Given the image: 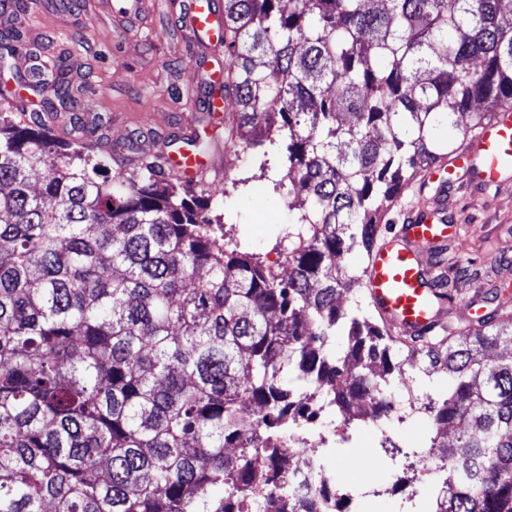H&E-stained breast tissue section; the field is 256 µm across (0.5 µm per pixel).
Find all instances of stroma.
<instances>
[{
    "mask_svg": "<svg viewBox=\"0 0 512 512\" xmlns=\"http://www.w3.org/2000/svg\"><path fill=\"white\" fill-rule=\"evenodd\" d=\"M140 19L130 20L119 11L120 0H20L16 10L0 18V99L26 90L29 110L39 112L52 88H25L27 73L19 57L7 53V37L21 33L30 50L49 48L68 74L75 98L95 103L93 115L61 110V126L54 132L68 139V127L95 130L98 138L122 145L129 160L182 147L180 127L187 117L197 120L200 140L222 146L223 165L245 183L228 193L220 179L210 180L214 198L230 195L231 209L224 222L234 238L268 262L278 259L273 246L287 227L289 212L260 179V156L238 155L224 144V130L209 124L206 113L196 111L190 98L199 80V52L174 20L183 0H142ZM445 203L453 237L439 251L440 262L432 273L449 272L454 264L465 270L456 280L455 299L448 308L452 321L473 319L491 312L505 295H512V179L476 188L462 178L447 199H440L436 182L418 178L380 221L381 230L395 229L403 209ZM434 434L428 417L406 425L396 420L360 423L348 445L325 448L320 463L326 476L343 484L354 480L361 451L370 436L387 435L413 448L429 446ZM373 485L385 488L381 497H359L358 507L376 512H397L408 500L425 501L438 483L406 469L402 462L380 458L375 463Z\"/></svg>",
    "mask_w": 512,
    "mask_h": 512,
    "instance_id": "35a3bbf8",
    "label": "stroma"
}]
</instances>
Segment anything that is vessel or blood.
Returning a JSON list of instances; mask_svg holds the SVG:
<instances>
[{"instance_id": "b4317fda", "label": "vessel or blood", "mask_w": 512, "mask_h": 512, "mask_svg": "<svg viewBox=\"0 0 512 512\" xmlns=\"http://www.w3.org/2000/svg\"><path fill=\"white\" fill-rule=\"evenodd\" d=\"M175 23L202 47L224 42L214 0H184ZM164 163L174 176L185 180L202 178L219 167L217 157L204 160L183 150L165 157ZM461 172L474 175L484 187L512 177V113L502 112L450 162L433 165L430 175L444 191ZM453 230L444 211L410 210L400 234L369 256L364 274L371 302L399 335L423 337L441 325L444 309L434 297L432 276L424 260Z\"/></svg>"}]
</instances>
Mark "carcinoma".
<instances>
[{
  "label": "carcinoma",
  "mask_w": 512,
  "mask_h": 512,
  "mask_svg": "<svg viewBox=\"0 0 512 512\" xmlns=\"http://www.w3.org/2000/svg\"><path fill=\"white\" fill-rule=\"evenodd\" d=\"M288 2L224 0V143L288 188L286 275L225 246L158 158L112 169L0 111V512H307L295 421L391 417L416 374L436 380V435L408 453L441 482L428 512H512V360L490 356L512 318L410 342L346 308L363 278L336 264L453 155L440 128L512 109V7Z\"/></svg>",
  "instance_id": "1"
}]
</instances>
